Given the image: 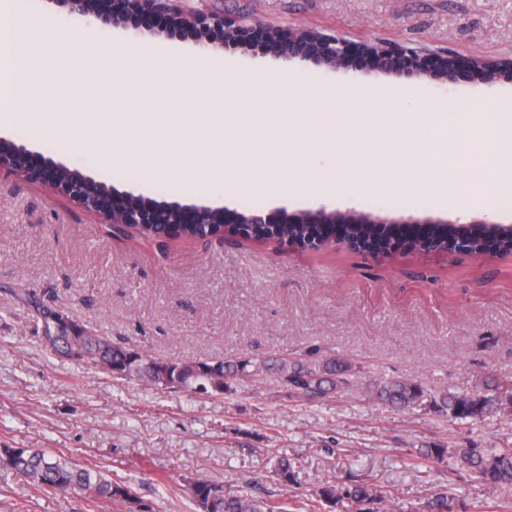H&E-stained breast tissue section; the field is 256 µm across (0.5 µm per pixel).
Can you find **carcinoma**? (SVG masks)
<instances>
[{
	"mask_svg": "<svg viewBox=\"0 0 512 512\" xmlns=\"http://www.w3.org/2000/svg\"><path fill=\"white\" fill-rule=\"evenodd\" d=\"M279 235L290 240L311 239L329 242L333 239L347 242L362 241L370 249L388 252L391 248L407 245L411 248L429 237L443 241L470 238L473 244L492 240L483 224L459 227L453 224H289ZM79 359L102 369L122 381L138 380L156 389L180 387L205 389L212 386L224 389L225 382L238 377L264 380L276 376L288 389L306 397H319L342 387L350 370L347 361L330 357L312 365L298 356L285 354L268 358L243 357L226 360L211 357L195 362H178L155 358L114 343L105 336L87 339ZM509 383L488 381L476 392L441 390L426 397L421 384L406 379H395L372 386L378 399L394 408L428 405L445 412L451 419H479L493 416L504 409ZM425 461L453 459V473L465 472L476 483L488 488L496 506L509 512L512 509V447L451 448L434 444L418 449ZM0 467L13 470L26 478L37 489L60 493L78 490L92 501L106 500L117 506L118 512H135L142 498L125 483H118L99 470H91L74 460L54 454L44 448H0ZM273 478L288 485L293 478V467L288 459L275 461ZM189 494L197 512H290L288 503L254 495L246 487L236 491L223 490V485L207 478L188 482ZM385 492L372 484L358 483L346 488L333 484L319 491L318 500L332 506L375 504ZM427 512H448L447 491L440 489L425 504Z\"/></svg>",
	"mask_w": 512,
	"mask_h": 512,
	"instance_id": "cac0c4a2",
	"label": "carcinoma"
}]
</instances>
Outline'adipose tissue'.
Returning a JSON list of instances; mask_svg holds the SVG:
<instances>
[{
  "instance_id": "1",
  "label": "adipose tissue",
  "mask_w": 512,
  "mask_h": 512,
  "mask_svg": "<svg viewBox=\"0 0 512 512\" xmlns=\"http://www.w3.org/2000/svg\"><path fill=\"white\" fill-rule=\"evenodd\" d=\"M407 132L436 149L453 145L448 166L469 169V182L452 206L488 211L496 197L512 192V102L490 100L474 111L434 104Z\"/></svg>"
}]
</instances>
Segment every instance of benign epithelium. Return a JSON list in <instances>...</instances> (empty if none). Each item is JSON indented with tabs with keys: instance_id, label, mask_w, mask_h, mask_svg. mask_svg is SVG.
<instances>
[{
	"instance_id": "7a95c632",
	"label": "benign epithelium",
	"mask_w": 512,
	"mask_h": 512,
	"mask_svg": "<svg viewBox=\"0 0 512 512\" xmlns=\"http://www.w3.org/2000/svg\"><path fill=\"white\" fill-rule=\"evenodd\" d=\"M68 12L90 22L121 27L132 36L142 30L170 41L194 43L198 49L214 57L227 51L246 50L255 56L268 55L295 61L302 65L345 69L353 56L368 59L370 71L428 77L445 83L464 75L473 83L492 85L504 76H512V59L491 60L480 57L462 58L454 54L427 55L393 44L375 42L349 43L339 37L293 30L284 32L258 23L227 21L218 12L185 14L174 6V0H54ZM156 24L146 28L147 19ZM16 177L45 185L57 195L65 196L83 209L101 215L106 223L119 228L149 227L163 234L181 225L209 228L216 224L224 229L247 225L253 228L267 224H384L386 220L354 212L328 211L321 207L288 213L284 210L242 213L224 206L182 204L157 201L143 195L120 191L95 176L72 169L38 154L22 143L0 135V176ZM427 253H440L437 241L425 239L421 244ZM471 240L463 239L444 251H468ZM53 325L41 327V341L52 344L61 332L69 334L73 350L81 347L79 332L68 318L57 314Z\"/></svg>"
}]
</instances>
